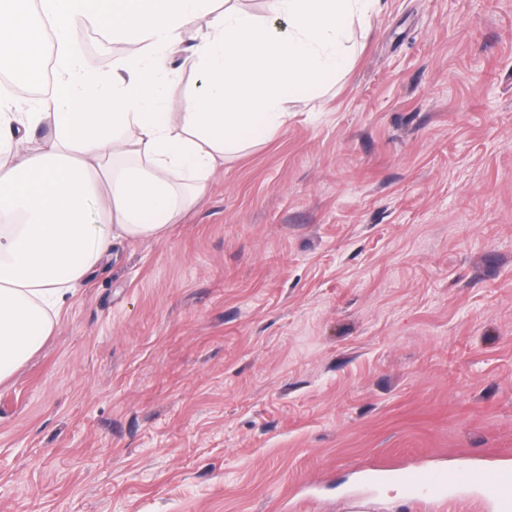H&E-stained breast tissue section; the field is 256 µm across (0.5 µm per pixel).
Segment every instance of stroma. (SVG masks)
<instances>
[{"instance_id": "35a3bbf8", "label": "stroma", "mask_w": 512, "mask_h": 512, "mask_svg": "<svg viewBox=\"0 0 512 512\" xmlns=\"http://www.w3.org/2000/svg\"><path fill=\"white\" fill-rule=\"evenodd\" d=\"M351 44L0 383V512H503L397 477L512 470V0H377Z\"/></svg>"}]
</instances>
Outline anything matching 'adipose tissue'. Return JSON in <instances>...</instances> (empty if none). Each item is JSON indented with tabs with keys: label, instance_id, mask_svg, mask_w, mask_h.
Masks as SVG:
<instances>
[{
	"label": "adipose tissue",
	"instance_id": "ef3b65f1",
	"mask_svg": "<svg viewBox=\"0 0 512 512\" xmlns=\"http://www.w3.org/2000/svg\"><path fill=\"white\" fill-rule=\"evenodd\" d=\"M375 0H270L260 17L218 0H0V65L36 81L30 49L51 26L53 92L0 110V382L43 345L69 298L119 239H158L196 205L225 158L285 125L304 90L338 76ZM288 25L275 31L270 17ZM102 26L141 55L103 73L72 54ZM195 27L200 85L170 112L169 60ZM48 125L43 146L28 130Z\"/></svg>",
	"mask_w": 512,
	"mask_h": 512
}]
</instances>
